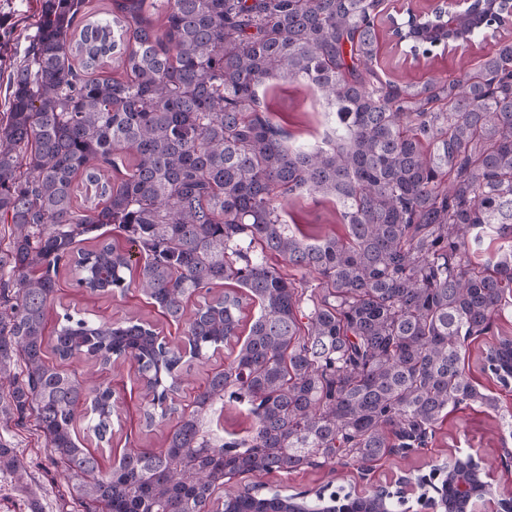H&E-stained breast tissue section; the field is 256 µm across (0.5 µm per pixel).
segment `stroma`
I'll return each instance as SVG.
<instances>
[{
  "label": "stroma",
  "mask_w": 512,
  "mask_h": 512,
  "mask_svg": "<svg viewBox=\"0 0 512 512\" xmlns=\"http://www.w3.org/2000/svg\"><path fill=\"white\" fill-rule=\"evenodd\" d=\"M435 4L436 0H383L377 17L379 54L376 66L382 79L424 81L431 77H445L473 67L481 50L492 48L493 42L488 39L479 50L438 53L433 63L428 65L402 63V52L395 46L389 32V16L410 5L428 9ZM39 10V0H0V112L6 109L7 77L30 45ZM258 96L263 105L267 106L272 122L286 131L285 143L289 148H310L321 144L336 129L334 115L317 88L273 79L259 87ZM282 216L293 232L309 238L326 235L342 238L347 233L342 208L330 198L313 197L305 193L290 196L283 203ZM58 283L56 300L47 318V337H54L64 313L76 312L106 322L138 320L151 324L166 340L178 343L183 340L180 327L167 322L160 310L150 304L137 289L92 295L76 288L71 273L65 269L60 271ZM502 336H512V314L496 320L487 334L471 344L468 374L472 381L499 397L503 416H495L479 407L450 411L425 453L412 455L406 460L397 457L380 460L368 478L369 483L383 484L405 470L427 476L431 473L433 463L441 462L451 453L464 452L473 454L485 466L493 469L494 491H512V467L507 469L498 464L502 445L512 446V387L503 388L489 373L483 371L481 362L482 351ZM76 368L90 377L93 384L113 390L117 416L112 423L110 441H97L83 430L78 433L80 445L97 456L102 471H111L129 446L146 450L162 447L173 422L160 419L154 426L146 425L143 390L134 365L125 363L103 368L89 361L77 363ZM207 425L217 441L225 442L245 436L252 425V419L247 405L234 401L212 413L207 419ZM6 436L14 443L39 487L44 512H70V503L60 496L64 484L62 470L53 463L44 445L35 442L27 432L12 428L8 429ZM359 481L355 468L341 467L334 472L324 468L271 476L266 478L265 484L292 494L311 492L327 483L348 488Z\"/></svg>",
  "instance_id": "stroma-1"
}]
</instances>
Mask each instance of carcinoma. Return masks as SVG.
I'll use <instances>...</instances> for the list:
<instances>
[{"mask_svg": "<svg viewBox=\"0 0 512 512\" xmlns=\"http://www.w3.org/2000/svg\"><path fill=\"white\" fill-rule=\"evenodd\" d=\"M380 5L110 0L93 20L88 0H42L0 113V420L44 440L78 512H328L327 484L312 496L224 485L364 467L423 446L451 409L499 412L465 361L512 311V0H476L452 28L407 7L415 61L495 38L475 67L422 83L378 75ZM111 58L116 73L96 76ZM273 78L321 89L336 137L285 146L257 95ZM303 191L336 199L345 237L289 229L281 201ZM108 224L128 249L99 240ZM481 226L504 240L484 263L468 256ZM62 267L93 292L138 289L192 357L229 344V361L180 408L182 350L149 324L66 313L48 340ZM247 304L259 312L244 335ZM83 356L134 363L146 426L175 417L163 448L101 472L76 422L103 441L114 403L68 368ZM482 361L505 382L512 338ZM227 397L253 425L219 444L204 420ZM0 473L43 512L2 436ZM344 497L351 512L400 506Z\"/></svg>", "mask_w": 512, "mask_h": 512, "instance_id": "carcinoma-1", "label": "carcinoma"}]
</instances>
